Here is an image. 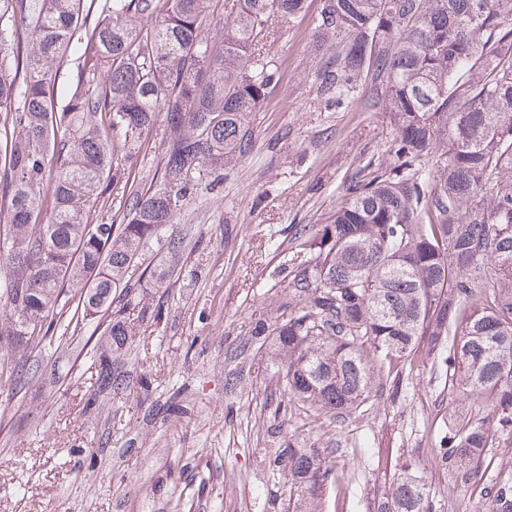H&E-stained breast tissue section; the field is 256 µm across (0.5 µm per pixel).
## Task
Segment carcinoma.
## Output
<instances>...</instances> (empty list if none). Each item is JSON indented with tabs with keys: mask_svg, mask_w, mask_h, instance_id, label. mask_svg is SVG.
Segmentation results:
<instances>
[{
	"mask_svg": "<svg viewBox=\"0 0 512 512\" xmlns=\"http://www.w3.org/2000/svg\"><path fill=\"white\" fill-rule=\"evenodd\" d=\"M215 0H0V118L8 130L0 201V379L21 381L33 349L61 337L65 296L104 325L96 394L131 391L112 362L137 322L163 304L135 301L129 270L199 190L254 148L253 116L276 83L266 40L307 0H224L222 47L209 38ZM22 25H17L16 20ZM83 48L62 107L53 87L68 46ZM311 51L326 104L363 91L387 112L390 161L349 183L320 227L291 238L309 255L276 317L288 404L347 415L385 376L403 387L419 350L448 366V388L493 420L469 418L441 460L468 481L512 435V0H321ZM164 117L155 186L126 178L141 134ZM122 217L95 219L109 190ZM274 465L319 512L335 470L317 448L280 444ZM490 512H512V479L487 487ZM412 463L378 512H433Z\"/></svg>",
	"mask_w": 512,
	"mask_h": 512,
	"instance_id": "1",
	"label": "carcinoma"
}]
</instances>
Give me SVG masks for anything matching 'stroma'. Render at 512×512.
I'll use <instances>...</instances> for the list:
<instances>
[{
	"label": "stroma",
	"mask_w": 512,
	"mask_h": 512,
	"mask_svg": "<svg viewBox=\"0 0 512 512\" xmlns=\"http://www.w3.org/2000/svg\"><path fill=\"white\" fill-rule=\"evenodd\" d=\"M320 0L292 23L271 22L267 52L279 81L255 115V146L224 181L199 192L140 267L176 266L167 290L144 277L145 301L165 318L142 326L121 354L131 396L93 400L100 337L78 322L65 345L21 385L0 383V512H288L289 488L273 465L282 438L317 448L338 473L321 512H377L403 463L415 464L436 512H484V488L512 473V447L487 449L456 490L438 460L466 402L446 365L419 353L397 396L374 392L341 418L301 409L281 415L283 391L252 345L289 298L290 273L308 256L291 241L323 225L355 173L388 160V114L359 98L322 102L313 86L312 24ZM165 122L146 130L135 155L137 186L158 181ZM183 238L179 254L169 238ZM241 375L226 390L228 373Z\"/></svg>",
	"instance_id": "obj_1"
}]
</instances>
